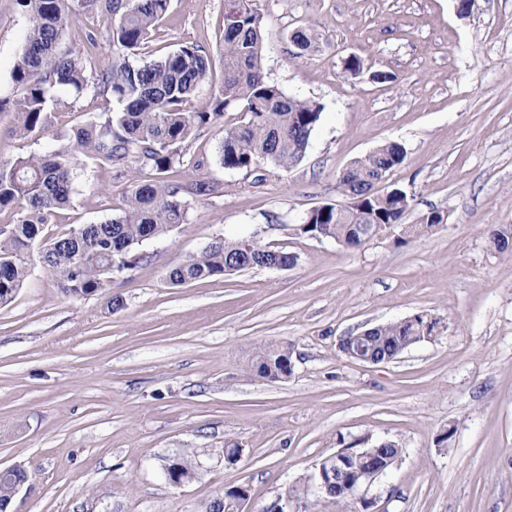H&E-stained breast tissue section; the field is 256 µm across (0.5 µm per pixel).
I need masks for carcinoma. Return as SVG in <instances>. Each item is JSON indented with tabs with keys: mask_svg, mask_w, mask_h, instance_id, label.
Listing matches in <instances>:
<instances>
[{
	"mask_svg": "<svg viewBox=\"0 0 512 512\" xmlns=\"http://www.w3.org/2000/svg\"><path fill=\"white\" fill-rule=\"evenodd\" d=\"M30 22L25 46L12 71L19 91L14 134L33 138L49 127L48 110L59 104V89L77 101L89 94L110 97L121 109L107 113L56 135L57 146L44 154L0 158V213L13 214L0 231V306L9 304L29 276L35 259L69 297L93 295L104 288L112 274L133 268L134 251L143 243L163 237L186 223L188 188L179 172L184 166L181 146L202 126L237 109L244 120L224 128L218 163L226 170L250 172L264 163L289 171L302 161L312 132L321 120L322 106L312 100L286 95L263 73V17L255 0H224L223 67L215 80L210 54L195 43L184 44L152 61L137 65V56L170 0H16ZM91 3L96 12L112 20L111 56L97 68L92 57L98 43L93 34L75 48H62L66 22L75 8ZM293 41L308 55L318 48L319 34L301 28ZM212 87L203 110L197 109L202 87ZM89 158L115 169V175L131 168L143 175L126 197L121 212L110 218L72 226L52 234L56 211L73 203L74 181L80 158ZM406 158L397 142L378 146L353 161L336 176L337 188L350 203H334L310 214L299 227L301 234H314L356 249L375 238V233L393 232L396 241L414 232H426L443 221L431 211L419 223L406 225L413 195L393 185L383 194L376 180L391 174ZM498 252L512 256V225L490 230ZM276 262L291 268L297 256L271 250L256 235L218 238L199 255L170 267L166 280L173 286ZM441 322L425 310L400 320L374 326L365 335L348 337L346 344L373 357L405 351L425 335L440 330ZM292 352L286 344H263L251 355L249 369L258 377L288 379ZM401 448L386 441L379 448H355L345 457L347 480L364 476L365 458L387 471L398 460ZM168 472L173 483L189 482L196 475L194 453L174 456ZM28 472L19 467L0 475V512H9L16 487L26 484ZM288 496L303 505L302 512H355L350 494L330 488L312 491L307 475L288 489Z\"/></svg>",
	"mask_w": 512,
	"mask_h": 512,
	"instance_id": "obj_1",
	"label": "carcinoma"
}]
</instances>
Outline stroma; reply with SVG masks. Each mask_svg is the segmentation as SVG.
Returning <instances> with one entry per match:
<instances>
[{
  "label": "stroma",
  "mask_w": 512,
  "mask_h": 512,
  "mask_svg": "<svg viewBox=\"0 0 512 512\" xmlns=\"http://www.w3.org/2000/svg\"><path fill=\"white\" fill-rule=\"evenodd\" d=\"M266 78L323 107L291 171L222 169L229 110L183 148L188 221L139 247L137 266L107 288L70 298L39 264L0 306V466L30 481L14 512H200L244 485L262 512L343 448L396 442V464L358 495L370 512H512V259L487 228L512 224V0H256ZM224 0H170L140 54L185 43L223 52ZM316 28L321 48L291 40ZM28 19L0 0V156L43 153L52 133L118 111L92 95L52 109L50 129L14 135L12 70ZM360 56L358 77L343 62ZM391 73L387 82L374 72ZM407 156L389 180L414 196L404 221L430 211L443 224L349 250L300 235L313 207L346 203L337 174L378 145ZM129 181L79 167L56 229L118 214ZM258 234L297 255L288 270L250 269L174 287L169 267L217 238ZM121 296L124 306L108 305ZM425 310L439 336L386 364L345 357L340 337ZM286 343L288 380L248 371L253 348ZM237 443V464L224 461ZM193 449L196 478L162 476V457Z\"/></svg>",
  "instance_id": "1"
}]
</instances>
